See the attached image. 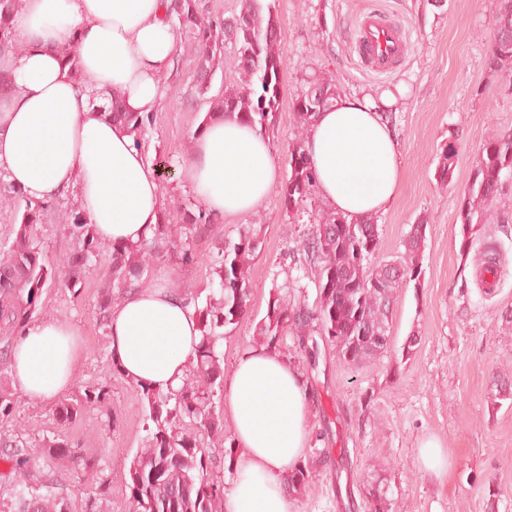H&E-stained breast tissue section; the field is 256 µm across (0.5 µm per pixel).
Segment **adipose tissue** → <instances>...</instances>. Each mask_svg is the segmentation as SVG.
<instances>
[{
    "label": "adipose tissue",
    "mask_w": 512,
    "mask_h": 512,
    "mask_svg": "<svg viewBox=\"0 0 512 512\" xmlns=\"http://www.w3.org/2000/svg\"><path fill=\"white\" fill-rule=\"evenodd\" d=\"M170 0H23L11 29L24 52L0 56L10 87L0 95V170L36 201L73 195L99 240L151 239L160 222L158 174L126 127L106 117L113 96L131 112H153L159 79L177 52ZM71 46L72 75L60 53ZM317 189L352 217L384 211L400 182L395 135L370 99H342L319 113L306 139ZM181 174L212 213L245 214L277 178L267 139L232 119L205 121ZM109 351L122 375L162 391L179 388L202 333L195 305L169 280L128 291L113 306ZM81 339L71 324L27 325L12 346V380L26 399L49 403L72 385ZM308 393L274 350L250 349L235 363L224 417L239 450L224 486V512H292L284 484L310 444Z\"/></svg>",
    "instance_id": "adipose-tissue-1"
}]
</instances>
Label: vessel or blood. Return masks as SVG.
<instances>
[{
    "label": "vessel or blood",
    "mask_w": 512,
    "mask_h": 512,
    "mask_svg": "<svg viewBox=\"0 0 512 512\" xmlns=\"http://www.w3.org/2000/svg\"><path fill=\"white\" fill-rule=\"evenodd\" d=\"M405 48L403 32L384 11L371 9L359 20L353 49L366 71L392 73Z\"/></svg>",
    "instance_id": "b4317fda"
}]
</instances>
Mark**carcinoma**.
I'll use <instances>...</instances> for the list:
<instances>
[{
	"instance_id": "cac0c4a2",
	"label": "carcinoma",
	"mask_w": 512,
	"mask_h": 512,
	"mask_svg": "<svg viewBox=\"0 0 512 512\" xmlns=\"http://www.w3.org/2000/svg\"><path fill=\"white\" fill-rule=\"evenodd\" d=\"M21 0H0V52L16 54L24 46L9 39L13 15ZM495 37L485 64L490 77L505 91L512 93V0H492ZM168 18L172 25L193 35L197 71L195 89H208L221 59L224 43L237 47L244 82L224 90L207 118L219 115L235 118L253 127L271 125L279 97V74L286 59L280 42V27L273 13L263 14L259 0H239V11L230 17L205 16L199 0H172ZM341 93L336 81L317 80L294 103L297 123L308 130L315 115L336 106ZM112 120L124 124L134 136L135 144L152 123L153 114L129 112L122 101L114 98L109 112ZM453 147L440 156L436 181L448 186L454 171ZM290 176L282 188L287 209H299L315 187V175L308 162L305 138L300 136L289 145ZM512 132H503L482 145L471 182L463 191L460 207L462 240L460 250L468 248L467 230L493 219L492 206L503 196L512 194ZM0 171V205L21 213L12 244L0 250V374L11 368V347L32 319L43 286L53 279L68 284L81 280L86 271L101 259L94 225L83 213L71 209L58 219L75 238L78 247L54 265L43 253L38 225L43 223L49 207L30 200L7 180ZM178 212L164 209L151 242L112 246L108 263L113 286L126 288L148 285L144 274L156 259V245L172 242L175 231L193 233L219 223V218L198 207L186 216V225ZM421 225L410 229L404 240L402 260L373 264L379 248L380 233L374 216L349 218L338 212L318 213L311 231L303 239L304 250L320 264L318 302L309 309L277 296L268 302L265 317L258 327L262 346L281 350L282 333L292 332L294 348L314 358L311 338L320 336L336 345L344 361L358 365L387 351L390 345L389 317L399 288L408 281L419 282L426 234ZM257 230L248 224L238 238L226 239L212 261V281L218 291L197 307L201 319L202 341L197 362L180 388L163 392L140 388L146 407V441L128 466L130 490L129 512H223L224 477L213 474L216 454L234 464V444L226 443L224 434V370L221 340L224 328L236 325L245 315L251 295V263L259 249ZM107 392L95 388L73 402H63L56 410L59 423L67 424L86 408L102 407ZM14 410L12 394L0 388V426L10 422ZM55 455L58 462L78 471L83 461L79 451L66 442L44 440L32 445L0 436V454L28 468L36 464L41 449ZM309 462L300 464L288 479V492L306 489L312 480ZM367 512H393L387 490L377 484L367 490ZM0 512H93L90 501L80 504L70 497L46 492L26 485L24 476L15 479L12 496H0Z\"/></svg>"
}]
</instances>
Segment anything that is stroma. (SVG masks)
<instances>
[{"label": "stroma", "instance_id": "stroma-1", "mask_svg": "<svg viewBox=\"0 0 512 512\" xmlns=\"http://www.w3.org/2000/svg\"><path fill=\"white\" fill-rule=\"evenodd\" d=\"M277 15L287 63L280 75L274 124L265 130L277 180L267 197L245 215H226L183 245L198 256L182 264L179 249L161 246L148 276L168 277L193 294L207 297L210 263L222 240L237 238L242 227L257 225L260 246L251 265L252 293L246 315L227 326L221 342L225 370L256 345V329L270 297L315 306L319 264L301 240L307 216L290 217L282 187L290 174L288 144L299 134L293 111L311 79L335 78L347 98L396 94L390 105L401 172L398 194L378 213L379 249L387 262L404 253V239L418 219L428 221L421 285L400 288L390 324L391 345L374 359L354 366L336 345L320 343L316 364L300 355L290 363L309 392L312 436L320 437L325 459L314 468L293 512H367L366 490L388 486L397 512H484L485 482L498 495V512H512V400L497 397L492 375L512 376V198L494 207V222L476 226L469 249H461L459 208L482 144L512 130V97L499 93L485 59L495 35L489 0H270ZM385 8L406 36L407 49L392 74L362 69L352 48L354 25L368 8ZM194 40L178 34L173 70L161 82L162 105L154 114L141 149L157 167L167 202L195 211L199 200L180 168L191 153L194 134L212 103L240 83L242 71L234 43L224 45L223 62L205 94L193 90ZM456 151L453 181L438 185L434 174L447 146ZM495 258L501 277L494 290L483 287L477 271ZM121 301L109 288L108 266L91 268L74 285L55 282L40 293L35 319L55 318L73 325L82 356L72 400L90 388H105L109 402L85 409L72 423L59 425L55 407L15 395L11 424L0 433L32 444L50 439L77 448L93 465L94 480L106 493L98 512H128L127 464L146 437L145 406L137 386L112 370L107 330L99 321L105 297ZM419 342L403 347L409 333ZM440 439L448 453L442 474L425 470L418 445L426 436ZM28 482L51 485L54 492L82 498L87 483L42 454L26 474Z\"/></svg>", "mask_w": 512, "mask_h": 512}]
</instances>
